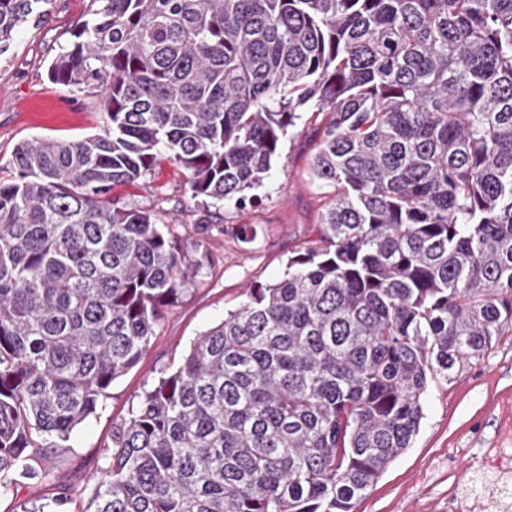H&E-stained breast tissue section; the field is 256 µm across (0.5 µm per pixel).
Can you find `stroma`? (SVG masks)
<instances>
[{
    "label": "stroma",
    "instance_id": "35a3bbf8",
    "mask_svg": "<svg viewBox=\"0 0 512 512\" xmlns=\"http://www.w3.org/2000/svg\"><path fill=\"white\" fill-rule=\"evenodd\" d=\"M88 8V0H44L40 21L27 24L0 54V163L25 140L68 141L100 132V97L48 76L50 62L72 45ZM330 120L327 112L303 113L252 200L240 206L191 199L185 172L165 160L141 186L113 189V197L155 212L175 240L203 242L215 263L166 310L139 364L112 382L95 415L73 432L57 459L76 490L68 512H81L108 466L113 423L127 418L144 391L177 367L197 336L235 310L248 288L278 280L289 258L317 243L330 190L310 179L309 165ZM247 233L252 242H244ZM422 405L411 448L388 465L353 512H455L448 502L453 468L483 464L485 449L512 448V338L502 337L453 380L433 381Z\"/></svg>",
    "mask_w": 512,
    "mask_h": 512
}]
</instances>
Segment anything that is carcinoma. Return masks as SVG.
Listing matches in <instances>:
<instances>
[{
    "label": "carcinoma",
    "instance_id": "1",
    "mask_svg": "<svg viewBox=\"0 0 512 512\" xmlns=\"http://www.w3.org/2000/svg\"><path fill=\"white\" fill-rule=\"evenodd\" d=\"M38 0H0V54ZM49 78L101 133L0 166V493L55 459L212 265L112 197L166 158L245 201L303 112L334 190L317 249L193 342L112 426L83 512H352L430 378L512 332V0H89Z\"/></svg>",
    "mask_w": 512,
    "mask_h": 512
}]
</instances>
